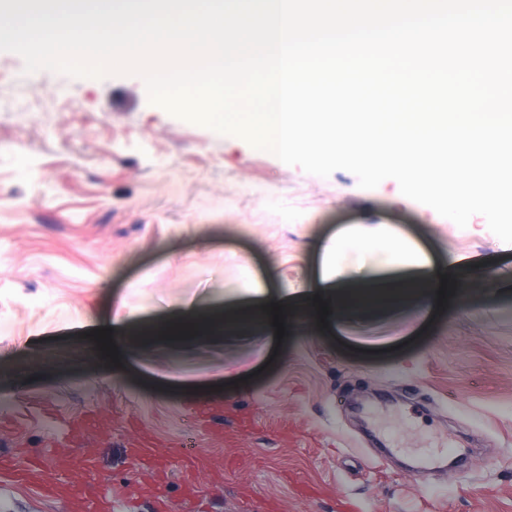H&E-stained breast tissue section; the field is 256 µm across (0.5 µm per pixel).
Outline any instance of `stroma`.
Returning <instances> with one entry per match:
<instances>
[{
  "label": "stroma",
  "instance_id": "1",
  "mask_svg": "<svg viewBox=\"0 0 512 512\" xmlns=\"http://www.w3.org/2000/svg\"><path fill=\"white\" fill-rule=\"evenodd\" d=\"M353 224L466 256L472 279L443 307L257 329L250 310L293 297L320 267L312 243ZM115 315L133 344L117 365L90 336ZM1 323L0 370L39 375L0 379V455L51 460L0 479L13 512H79L75 486L191 512L189 485L207 512H512V249L394 179L322 178L177 116L139 76L28 74L0 52ZM144 440L166 481L133 455ZM438 445L470 465L419 474Z\"/></svg>",
  "mask_w": 512,
  "mask_h": 512
}]
</instances>
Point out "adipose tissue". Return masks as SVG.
<instances>
[{
  "instance_id": "obj_1",
  "label": "adipose tissue",
  "mask_w": 512,
  "mask_h": 512,
  "mask_svg": "<svg viewBox=\"0 0 512 512\" xmlns=\"http://www.w3.org/2000/svg\"><path fill=\"white\" fill-rule=\"evenodd\" d=\"M343 254H335L331 245L321 248L324 263L320 274L303 284L299 300L312 305L314 299H328L334 289L346 286L349 298L355 306L377 308L380 294L395 291L401 301L413 300L421 292L445 291L447 297H455L457 288L466 280L467 269L462 257H449L447 264L436 266L426 253L410 238L402 234L392 235L390 243L367 239L357 234L355 228L343 232ZM387 255L385 266L391 276L379 275L377 268L367 258L374 252ZM403 268L416 269V276L398 277Z\"/></svg>"
}]
</instances>
